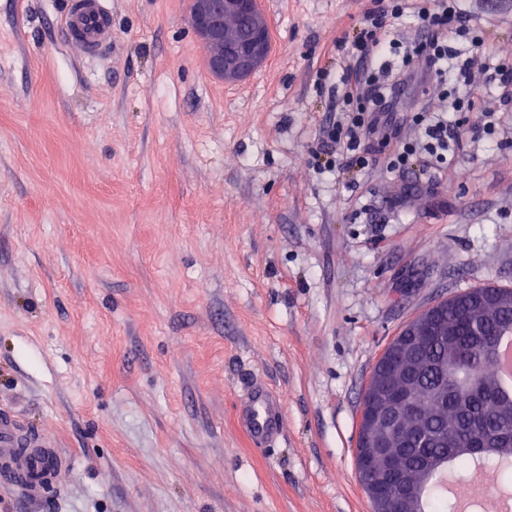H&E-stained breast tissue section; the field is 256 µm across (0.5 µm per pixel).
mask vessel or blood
<instances>
[{"mask_svg": "<svg viewBox=\"0 0 512 512\" xmlns=\"http://www.w3.org/2000/svg\"><path fill=\"white\" fill-rule=\"evenodd\" d=\"M109 17V0H68L63 35L78 56L93 60L111 48ZM282 410L281 397L260 385L240 403L237 421L251 440L270 445L281 435ZM72 465L54 442L31 432L13 410L0 408V489L19 492L34 506Z\"/></svg>", "mask_w": 512, "mask_h": 512, "instance_id": "1", "label": "vessel or blood"}]
</instances>
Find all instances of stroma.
Here are the masks:
<instances>
[{
	"label": "stroma",
	"mask_w": 512,
	"mask_h": 512,
	"mask_svg": "<svg viewBox=\"0 0 512 512\" xmlns=\"http://www.w3.org/2000/svg\"><path fill=\"white\" fill-rule=\"evenodd\" d=\"M375 0H264V65L227 85L189 0H110L79 59L66 0H0V406L74 457L38 512H370L360 402L435 301L512 288V111L436 180L315 164L336 39ZM512 52V0H460ZM284 401L274 445L235 409Z\"/></svg>",
	"instance_id": "stroma-1"
}]
</instances>
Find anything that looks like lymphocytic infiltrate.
Segmentation results:
<instances>
[{
	"label": "lymphocytic infiltrate",
	"instance_id": "lymphocytic-infiltrate-1",
	"mask_svg": "<svg viewBox=\"0 0 512 512\" xmlns=\"http://www.w3.org/2000/svg\"><path fill=\"white\" fill-rule=\"evenodd\" d=\"M393 18H412L420 37L408 46L396 64L385 60L395 47L389 40L379 11L365 13L349 42L360 71L341 69L336 74L350 105L343 121L326 125L322 141L334 145L336 155L326 168L360 172L373 161L374 148L387 149L389 167L402 168L428 154L433 162H446L449 153L463 150L466 140H480L493 132L496 123L483 112L471 137H464L462 123L444 113L431 111L426 98L446 97L455 112H467L470 100L471 59L451 43L453 35H467L474 47L487 40L484 30L471 25L457 7V0H391ZM415 128L418 138L406 137Z\"/></svg>",
	"mask_w": 512,
	"mask_h": 512
}]
</instances>
